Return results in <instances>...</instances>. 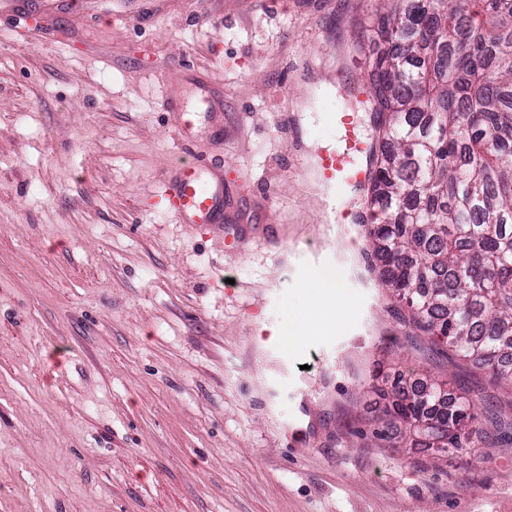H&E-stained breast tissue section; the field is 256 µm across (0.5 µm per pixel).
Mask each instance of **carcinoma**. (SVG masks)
Instances as JSON below:
<instances>
[{"label": "carcinoma", "instance_id": "1", "mask_svg": "<svg viewBox=\"0 0 512 512\" xmlns=\"http://www.w3.org/2000/svg\"><path fill=\"white\" fill-rule=\"evenodd\" d=\"M394 43L370 73L376 127L370 266L406 312V339L512 391V0H379ZM439 374L390 384L375 422L409 448H511L512 415L478 420Z\"/></svg>", "mask_w": 512, "mask_h": 512}]
</instances>
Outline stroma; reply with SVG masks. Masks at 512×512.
<instances>
[{
  "instance_id": "35a3bbf8",
  "label": "stroma",
  "mask_w": 512,
  "mask_h": 512,
  "mask_svg": "<svg viewBox=\"0 0 512 512\" xmlns=\"http://www.w3.org/2000/svg\"><path fill=\"white\" fill-rule=\"evenodd\" d=\"M375 6L0 0V512H512V451L356 432L428 366L385 347L360 229L310 189L392 49ZM185 146L224 163L223 230L160 199ZM314 250L353 307L289 348L273 330L319 295L289 256Z\"/></svg>"
}]
</instances>
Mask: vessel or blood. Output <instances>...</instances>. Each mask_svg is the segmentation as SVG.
<instances>
[{"label": "vessel or blood", "instance_id": "1", "mask_svg": "<svg viewBox=\"0 0 512 512\" xmlns=\"http://www.w3.org/2000/svg\"><path fill=\"white\" fill-rule=\"evenodd\" d=\"M333 121L341 138L334 150L317 155L315 189L321 194L336 189L339 203L328 200L323 203L334 223L364 224L368 213L361 193L369 189L374 177V168L368 162L373 150L371 139L359 135L358 114L351 106L336 111ZM163 200L182 223L204 224L218 230L223 227L224 176L206 162L191 160L173 164Z\"/></svg>", "mask_w": 512, "mask_h": 512}]
</instances>
